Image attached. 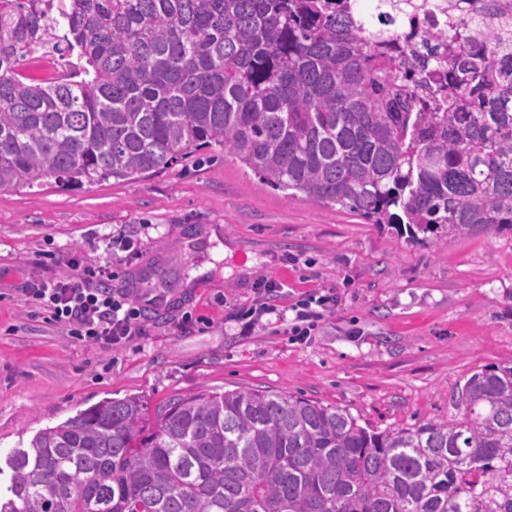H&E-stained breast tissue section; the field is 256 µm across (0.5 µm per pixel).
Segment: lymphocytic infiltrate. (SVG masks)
<instances>
[{
    "mask_svg": "<svg viewBox=\"0 0 512 512\" xmlns=\"http://www.w3.org/2000/svg\"><path fill=\"white\" fill-rule=\"evenodd\" d=\"M112 272L83 268L72 261L70 272L38 284L28 291L33 303L49 321L65 326L69 335L92 344L120 347L144 334L143 310L129 294L114 290ZM336 303L332 294L312 291L292 304L291 331L305 337L315 328L323 311Z\"/></svg>",
    "mask_w": 512,
    "mask_h": 512,
    "instance_id": "1",
    "label": "lymphocytic infiltrate"
}]
</instances>
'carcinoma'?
<instances>
[{
    "label": "carcinoma",
    "instance_id": "cac0c4a2",
    "mask_svg": "<svg viewBox=\"0 0 512 512\" xmlns=\"http://www.w3.org/2000/svg\"><path fill=\"white\" fill-rule=\"evenodd\" d=\"M342 0H0V193L218 145L274 189L432 243L512 232V7L452 14L418 91ZM481 41L488 50L473 51ZM69 78L21 72L50 44ZM448 420L374 430L246 388L107 399L6 458L0 512H512V363Z\"/></svg>",
    "mask_w": 512,
    "mask_h": 512
}]
</instances>
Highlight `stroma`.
Instances as JSON below:
<instances>
[{
  "instance_id": "1",
  "label": "stroma",
  "mask_w": 512,
  "mask_h": 512,
  "mask_svg": "<svg viewBox=\"0 0 512 512\" xmlns=\"http://www.w3.org/2000/svg\"><path fill=\"white\" fill-rule=\"evenodd\" d=\"M112 269L143 308L123 348L78 341L25 289ZM280 312L243 335L258 279ZM336 297L307 341L288 331L308 291ZM190 323H183V316ZM512 361V233L431 244L289 197L220 147L134 180L0 194V460L95 403L246 387L346 408L381 430L447 419L466 380Z\"/></svg>"
}]
</instances>
